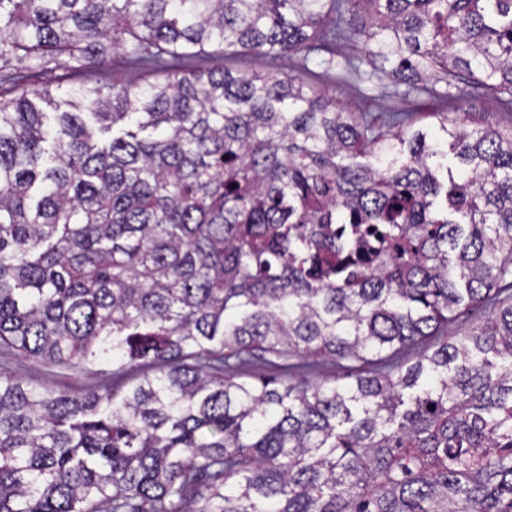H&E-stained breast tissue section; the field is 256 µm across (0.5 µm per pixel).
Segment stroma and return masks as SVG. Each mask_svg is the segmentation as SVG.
Masks as SVG:
<instances>
[{
	"instance_id": "stroma-1",
	"label": "stroma",
	"mask_w": 512,
	"mask_h": 512,
	"mask_svg": "<svg viewBox=\"0 0 512 512\" xmlns=\"http://www.w3.org/2000/svg\"><path fill=\"white\" fill-rule=\"evenodd\" d=\"M362 46L356 42H341L325 51L311 54L308 63L292 55L275 60L259 59L240 48L228 49L222 59L232 72L271 71L277 74L301 76L315 90L336 95L354 112L407 111L415 113L416 126L428 129L431 113L463 112L470 128H506L512 126V110L504 107L493 95L456 82L437 83L435 95L429 96L409 89L391 78L378 79L371 64L360 66L359 73L347 76L342 71L345 60L362 56ZM61 69H33L29 76L33 84L49 87L58 97H65L71 85L90 86L110 83L133 85L143 82L144 76L123 55L111 54L89 70L74 75L72 81L61 78ZM0 373L15 376L32 384L54 388L104 389L112 383V371L107 367L75 374L60 367H47L38 362L12 355L0 354Z\"/></svg>"
}]
</instances>
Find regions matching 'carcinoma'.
<instances>
[{
	"mask_svg": "<svg viewBox=\"0 0 512 512\" xmlns=\"http://www.w3.org/2000/svg\"><path fill=\"white\" fill-rule=\"evenodd\" d=\"M352 36L512 109V0H0V350L117 380L0 376V512H512V128L188 65ZM112 52L144 84L60 100L13 65ZM491 316V309L481 305L463 307L459 311L453 324L448 328V336L461 334L463 331L486 322ZM380 367L379 362L363 364L361 362L340 361L319 359L314 362L311 368V378L315 381L333 383L337 380L352 381L347 378L350 374H355L358 370L374 371Z\"/></svg>",
	"mask_w": 512,
	"mask_h": 512,
	"instance_id": "obj_1",
	"label": "carcinoma"
}]
</instances>
